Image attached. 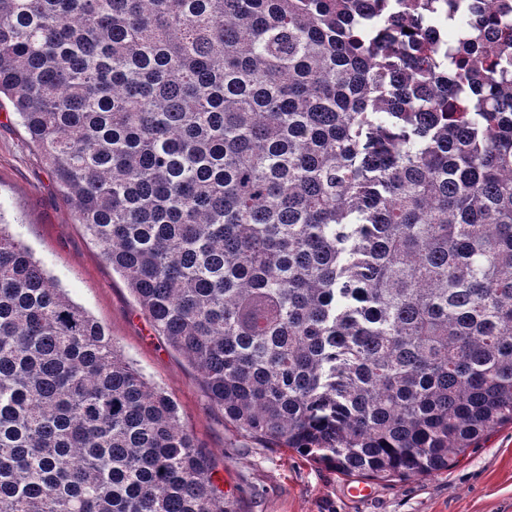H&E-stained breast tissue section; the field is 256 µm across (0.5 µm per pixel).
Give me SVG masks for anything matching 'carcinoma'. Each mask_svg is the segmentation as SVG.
Listing matches in <instances>:
<instances>
[{"mask_svg":"<svg viewBox=\"0 0 512 512\" xmlns=\"http://www.w3.org/2000/svg\"><path fill=\"white\" fill-rule=\"evenodd\" d=\"M5 99L238 433L392 481L512 425V0H0ZM0 512H236L1 223Z\"/></svg>","mask_w":512,"mask_h":512,"instance_id":"1","label":"carcinoma"}]
</instances>
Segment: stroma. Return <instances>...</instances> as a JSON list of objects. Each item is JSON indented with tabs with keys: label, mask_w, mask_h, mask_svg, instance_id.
I'll use <instances>...</instances> for the list:
<instances>
[{
	"label": "stroma",
	"mask_w": 512,
	"mask_h": 512,
	"mask_svg": "<svg viewBox=\"0 0 512 512\" xmlns=\"http://www.w3.org/2000/svg\"><path fill=\"white\" fill-rule=\"evenodd\" d=\"M0 217L123 354L173 398L236 512H512L511 425L468 449L449 470L372 479L362 498L349 491L352 477L285 448L260 447L225 426L198 372L153 334L124 280L77 224L7 102L0 104Z\"/></svg>",
	"instance_id": "35a3bbf8"
}]
</instances>
